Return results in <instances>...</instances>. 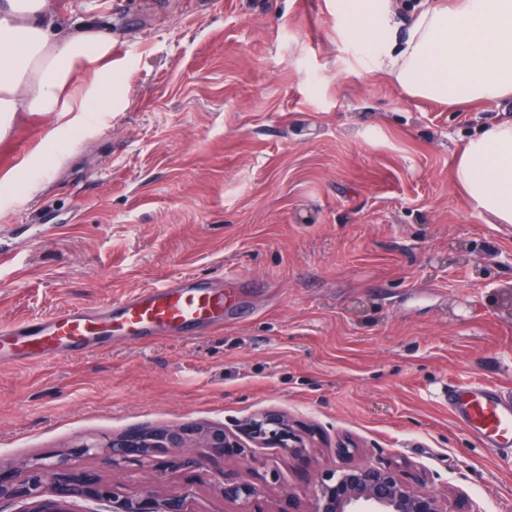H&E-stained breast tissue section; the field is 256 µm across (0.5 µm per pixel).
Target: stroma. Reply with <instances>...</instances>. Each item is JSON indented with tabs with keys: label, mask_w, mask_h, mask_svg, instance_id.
<instances>
[{
	"label": "stroma",
	"mask_w": 512,
	"mask_h": 512,
	"mask_svg": "<svg viewBox=\"0 0 512 512\" xmlns=\"http://www.w3.org/2000/svg\"><path fill=\"white\" fill-rule=\"evenodd\" d=\"M59 15L117 35L112 106L87 128L19 113L0 177V324L106 308L180 277L235 271L243 315L151 343L0 363V480L67 457L112 499L132 483L152 504L236 512L224 474L267 486L294 512L338 444L410 480L512 512V453L480 446L441 393L464 377L512 389V225L491 224L456 187L454 156L512 120V101L457 108L412 99L363 69L335 0H56ZM276 412L313 432L307 459L254 442L246 457L182 468L178 449L123 468L81 454L87 437L218 427L246 437Z\"/></svg>",
	"instance_id": "1"
}]
</instances>
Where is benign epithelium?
<instances>
[{
	"mask_svg": "<svg viewBox=\"0 0 512 512\" xmlns=\"http://www.w3.org/2000/svg\"><path fill=\"white\" fill-rule=\"evenodd\" d=\"M249 437L256 443L270 445L284 453L306 458L307 443L294 427L282 416L265 414L252 421ZM209 450L213 457L225 456L226 449L235 448L244 454L246 449L230 440L222 428L202 430L196 426L175 427L162 430H133L112 439L89 438L80 445L84 455L104 456L112 466H121L126 459L137 453L149 456L156 448H190L193 444ZM339 452L349 459L340 469L326 471L317 482L305 490L307 510L294 512H448V500L427 490L415 488L403 476L402 471L391 464L370 461L356 462L359 446L347 440L339 444ZM59 484L62 497H77L85 493L87 486L81 477L65 467L60 460L53 465H30L23 483L15 485L0 480V500L5 498L31 499L36 506L28 512H65L57 503L43 502L41 489L46 481ZM224 500L238 505V512H270L263 507V486L239 482L224 474L222 483ZM139 488L132 487L131 494L116 502L113 512H146L137 500ZM154 512H187L185 500L172 495L158 504Z\"/></svg>",
	"mask_w": 512,
	"mask_h": 512,
	"instance_id": "obj_1",
	"label": "benign epithelium"
}]
</instances>
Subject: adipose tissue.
Listing matches in <instances>:
<instances>
[{
  "label": "adipose tissue",
  "mask_w": 512,
  "mask_h": 512,
  "mask_svg": "<svg viewBox=\"0 0 512 512\" xmlns=\"http://www.w3.org/2000/svg\"><path fill=\"white\" fill-rule=\"evenodd\" d=\"M336 19L367 68L409 97L451 107L512 99V0H422L404 31L392 0H336ZM90 63L95 81L75 85ZM111 104V35L63 36L53 0H0V138L21 112H56L77 128ZM454 171L480 215L512 224V122L470 138Z\"/></svg>",
  "instance_id": "obj_1"
}]
</instances>
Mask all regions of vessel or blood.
Masks as SVG:
<instances>
[{"instance_id":"obj_1","label":"vessel or blood","mask_w":512,"mask_h":512,"mask_svg":"<svg viewBox=\"0 0 512 512\" xmlns=\"http://www.w3.org/2000/svg\"><path fill=\"white\" fill-rule=\"evenodd\" d=\"M223 289L184 277L139 290L96 311H60L40 322L0 328V361L45 362L90 351L104 336L151 342L173 332L224 321ZM455 421L490 448L512 446V391L487 383L453 380L444 393Z\"/></svg>"}]
</instances>
